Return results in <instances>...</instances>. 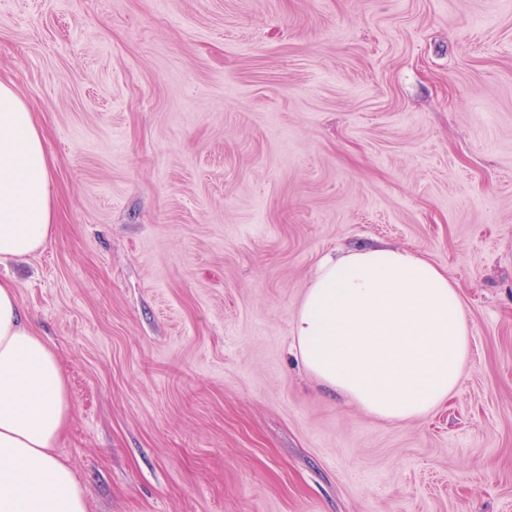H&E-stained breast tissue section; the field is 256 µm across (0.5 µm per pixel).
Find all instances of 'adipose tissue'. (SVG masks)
<instances>
[{
	"label": "adipose tissue",
	"mask_w": 512,
	"mask_h": 512,
	"mask_svg": "<svg viewBox=\"0 0 512 512\" xmlns=\"http://www.w3.org/2000/svg\"><path fill=\"white\" fill-rule=\"evenodd\" d=\"M45 135L0 81V263L36 254L54 229ZM322 383L387 420L418 418L456 388L470 325L446 269L383 245L324 260L293 322ZM72 401L55 350L27 323L16 284L0 281V512H87L72 468L55 456Z\"/></svg>",
	"instance_id": "adipose-tissue-1"
}]
</instances>
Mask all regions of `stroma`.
Returning <instances> with one entry per match:
<instances>
[{
  "mask_svg": "<svg viewBox=\"0 0 512 512\" xmlns=\"http://www.w3.org/2000/svg\"><path fill=\"white\" fill-rule=\"evenodd\" d=\"M55 229L0 265L88 512H512V0H0ZM448 270L458 386L374 417L303 364L320 263Z\"/></svg>",
  "mask_w": 512,
  "mask_h": 512,
  "instance_id": "obj_1",
  "label": "stroma"
}]
</instances>
